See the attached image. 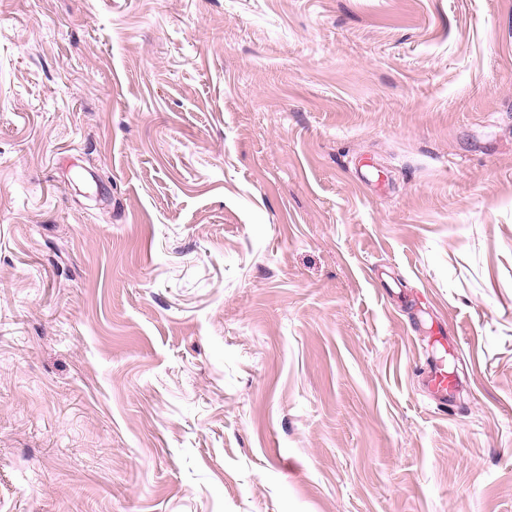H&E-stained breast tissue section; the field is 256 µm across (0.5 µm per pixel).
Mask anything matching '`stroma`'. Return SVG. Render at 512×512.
I'll return each mask as SVG.
<instances>
[{
	"instance_id": "35a3bbf8",
	"label": "stroma",
	"mask_w": 512,
	"mask_h": 512,
	"mask_svg": "<svg viewBox=\"0 0 512 512\" xmlns=\"http://www.w3.org/2000/svg\"><path fill=\"white\" fill-rule=\"evenodd\" d=\"M0 512H512V0H0ZM427 389L431 393L432 400L438 405H448V393L456 386V379L448 376V371L443 365H435L427 372Z\"/></svg>"
}]
</instances>
